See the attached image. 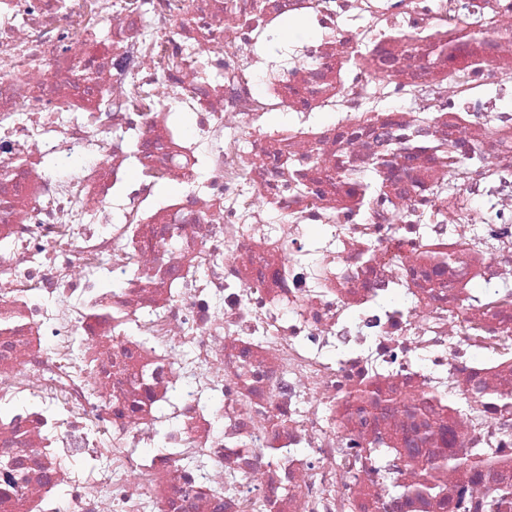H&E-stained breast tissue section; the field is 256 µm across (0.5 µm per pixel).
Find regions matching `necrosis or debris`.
<instances>
[{
  "mask_svg": "<svg viewBox=\"0 0 512 512\" xmlns=\"http://www.w3.org/2000/svg\"><path fill=\"white\" fill-rule=\"evenodd\" d=\"M511 95L512 0H0V512H512Z\"/></svg>",
  "mask_w": 512,
  "mask_h": 512,
  "instance_id": "obj_1",
  "label": "necrosis or debris"
}]
</instances>
